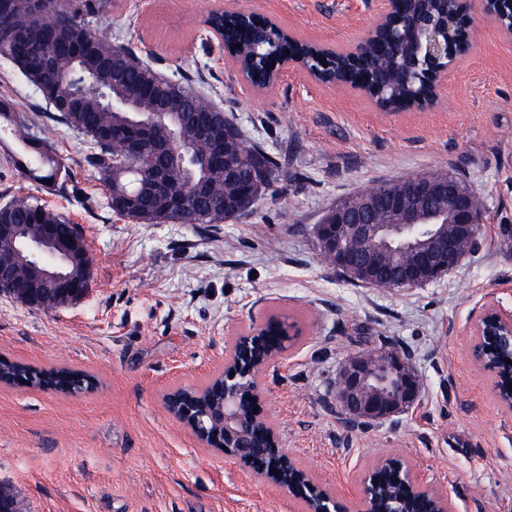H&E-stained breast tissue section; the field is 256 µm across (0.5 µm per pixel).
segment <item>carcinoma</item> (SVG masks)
Instances as JSON below:
<instances>
[{"label": "carcinoma", "instance_id": "obj_1", "mask_svg": "<svg viewBox=\"0 0 512 512\" xmlns=\"http://www.w3.org/2000/svg\"><path fill=\"white\" fill-rule=\"evenodd\" d=\"M48 6L38 12L17 10L6 14L9 22L0 19V57H8L16 64L28 80L44 82L43 69L37 61L44 55L51 56V68L55 78L64 82L73 77L71 61L66 48L78 39H90L95 43L98 53L118 55L124 64L118 82H113L112 72H101L92 58L84 60V70L92 76L82 90L79 108L75 111H58L54 124L45 125L41 136L33 138L28 132L26 113L19 111L8 99L0 100V133L6 132L16 143L17 149L10 151L14 167L22 176L33 182L51 180V184L61 186L65 166L57 159L54 148L56 125L92 135L101 129H110L120 121L118 113L107 107L112 98L132 100L139 112H153L151 94L158 93L167 101L163 113L153 116L152 141L168 144L163 151L147 150L140 159L127 156L123 146L117 142H96L97 148L87 155L88 162L98 170L107 184L115 204L112 211L144 224H163L172 219L166 196L157 194L146 187L150 172L156 167L167 171L169 190L184 195V219L195 224H220L224 217L211 212L209 198H202L188 192L193 180H204L210 189V198H219L235 191V186L224 181V168L213 165L208 160L191 130V123L197 112H213L219 117L217 137L224 139V128L234 123L224 116V111L210 100L197 95L189 87H173L162 79L153 67L141 60L130 50L112 44V40L95 34L90 23L103 13L108 0H84V2L61 13L55 0H47ZM251 23L231 18L228 21L225 41L235 49L238 58L253 67L262 70L283 56L307 52L306 47L297 42L278 39L276 43L258 41L252 35ZM415 47L409 42L402 46L400 53L394 54L376 46L369 47L357 73L381 88L374 95L375 102L385 110H391L424 90L422 81L417 77L404 80L402 77L403 59L414 55ZM346 54L338 52L328 58L326 64H314L325 75L343 76V67L347 64ZM228 154L230 162L243 173L254 168V162L264 163L271 172L279 170L277 157H271L263 148L249 145L242 135L234 136ZM10 207L12 223L21 225L20 235L12 239H0V253L7 254L21 247L22 241L31 240L37 233V225H54L56 236L62 241L80 236L75 224L68 223L62 216L40 205L33 196L18 189L7 203ZM68 274L71 280L81 286L89 283L92 277L88 254L74 257L68 262ZM67 304V297L54 288L39 292L37 308L44 311L54 310ZM79 375L65 367L38 370L30 366L0 359V381L9 383L23 378L37 387L64 388V376ZM378 506L393 507L407 496L403 474L392 467H385L377 473Z\"/></svg>", "mask_w": 512, "mask_h": 512}]
</instances>
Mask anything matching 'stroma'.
Wrapping results in <instances>:
<instances>
[{"instance_id":"stroma-1","label":"stroma","mask_w":512,"mask_h":512,"mask_svg":"<svg viewBox=\"0 0 512 512\" xmlns=\"http://www.w3.org/2000/svg\"><path fill=\"white\" fill-rule=\"evenodd\" d=\"M220 4L347 51L379 0H109L99 33L207 96L280 168L247 217L138 224L112 211L84 161L83 134L58 130L69 171L60 187L23 182L0 148V205L26 187L79 225L92 265L87 294L49 312L0 293V356L95 381L68 394L0 384V483L23 512H303L203 448L163 400L204 386L238 333L277 314L301 334L259 385L283 448L317 487L353 506L365 474L392 453L418 482L447 491L454 512H512V409L470 349L488 303L512 310V37L471 10L473 48L450 65L437 102L384 112L295 65L253 89L205 24ZM1 98L28 114L34 135L54 113L4 58ZM439 171L483 203L475 248L441 280L374 288L323 261L315 231L336 202ZM375 347L408 357L419 397L401 414L353 425L336 406V377Z\"/></svg>"}]
</instances>
